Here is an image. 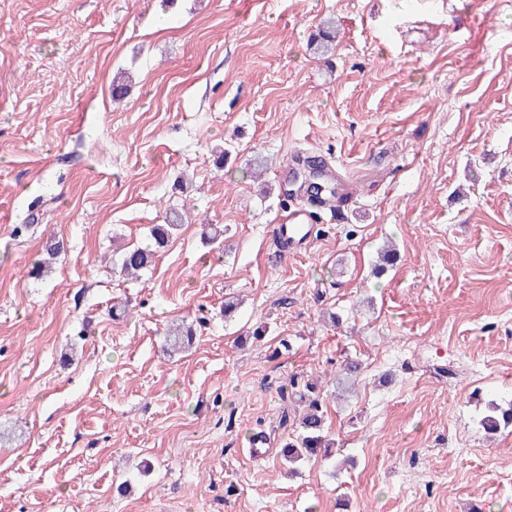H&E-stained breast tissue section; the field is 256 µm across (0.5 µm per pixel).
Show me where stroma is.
<instances>
[{
  "label": "stroma",
  "mask_w": 512,
  "mask_h": 512,
  "mask_svg": "<svg viewBox=\"0 0 512 512\" xmlns=\"http://www.w3.org/2000/svg\"><path fill=\"white\" fill-rule=\"evenodd\" d=\"M297 153L343 217L291 252ZM297 377L334 460L281 458ZM511 402L512 0H0V512H512V429L479 425ZM311 46L323 58L330 57L336 48V25L333 20L325 21L314 36ZM171 214L173 216H171ZM182 217L177 213L166 215L164 224H153L149 227L150 244L126 248L113 265L120 268V273L131 279H138L141 273L153 265L158 251L167 245L179 227ZM63 249L64 246L62 241L60 242V240L56 239H51L48 241L44 249L48 258L39 260L34 264L31 270L32 277L39 279L45 276V274L48 273L52 262L60 257L64 251Z\"/></svg>",
  "instance_id": "stroma-1"
}]
</instances>
